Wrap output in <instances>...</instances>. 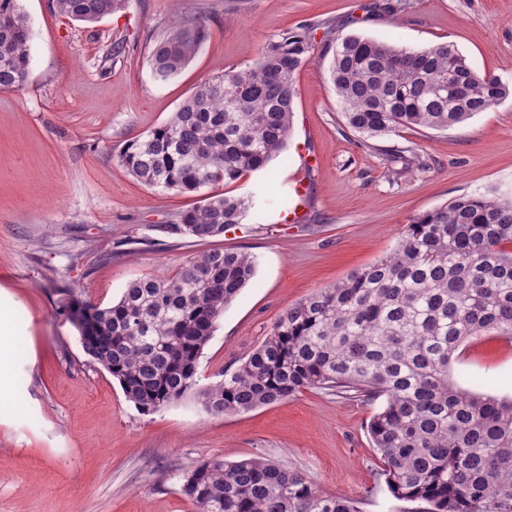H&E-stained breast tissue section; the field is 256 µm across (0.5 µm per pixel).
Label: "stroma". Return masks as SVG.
Returning a JSON list of instances; mask_svg holds the SVG:
<instances>
[{
	"mask_svg": "<svg viewBox=\"0 0 512 512\" xmlns=\"http://www.w3.org/2000/svg\"><path fill=\"white\" fill-rule=\"evenodd\" d=\"M375 0H126L97 23L60 15L53 0H20L30 21V76L0 90V289L17 301L18 411L0 421V512H197L184 474L211 459L255 456L308 474L322 494L360 512H410L396 500L367 432L380 404L306 389L255 410L211 416L193 400L142 414L90 363L59 306L64 288L118 301L128 283L173 272L213 249L254 257L255 274L226 307L199 366L219 379L272 331L289 306L374 263L417 215L460 196L512 195V96L445 130L366 137L348 128L321 41L337 33L422 49L450 42L471 65L512 83V0H411L397 16ZM205 13L201 53L174 81H154L150 44L176 16ZM317 39L295 78L286 149L223 186L251 198L242 224L205 242L168 225L201 197L148 188L117 157L164 124L204 81L240 68L283 33ZM122 54L107 59L112 43ZM309 182L306 216L285 217ZM452 381L512 396V340L463 343Z\"/></svg>",
	"mask_w": 512,
	"mask_h": 512,
	"instance_id": "obj_1",
	"label": "stroma"
}]
</instances>
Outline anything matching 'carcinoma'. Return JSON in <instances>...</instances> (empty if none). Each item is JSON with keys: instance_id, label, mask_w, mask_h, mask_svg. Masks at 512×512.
Segmentation results:
<instances>
[{"instance_id": "carcinoma-1", "label": "carcinoma", "mask_w": 512, "mask_h": 512, "mask_svg": "<svg viewBox=\"0 0 512 512\" xmlns=\"http://www.w3.org/2000/svg\"><path fill=\"white\" fill-rule=\"evenodd\" d=\"M125 0H54L95 23ZM208 37L204 15L177 17L153 41L155 81L176 78ZM330 78L355 132L445 130L512 95L450 42L421 50L324 30ZM30 26L19 0H0V90L25 86ZM311 29L289 31L249 63L199 86L163 125L128 142L119 164L151 189L198 192L263 168L288 141L296 73L311 61ZM251 202L210 192L173 230L198 242L242 223ZM255 272L241 251L209 249L169 276L134 280L118 302L75 289L60 307L90 361L143 413L187 398L207 414L241 413L304 389L384 398L369 423L386 483L414 512H512V399L450 380L454 352L490 330L512 335V197L463 196L410 221L393 251L288 307L269 336L224 379L198 383L224 309ZM198 512H359L319 492L306 473L264 458L203 461L184 476Z\"/></svg>"}]
</instances>
